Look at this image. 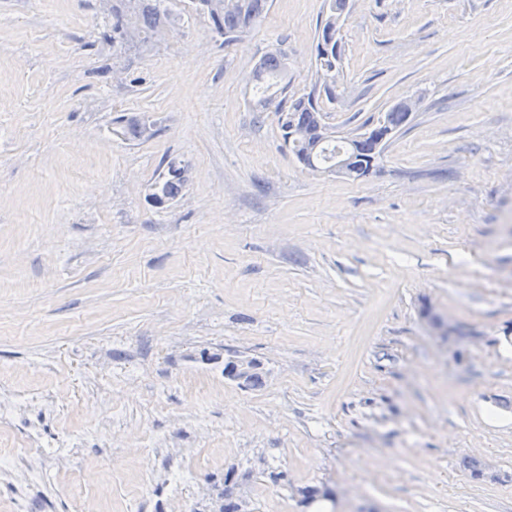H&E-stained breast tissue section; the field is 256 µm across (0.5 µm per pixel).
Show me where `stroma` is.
Wrapping results in <instances>:
<instances>
[{
    "label": "stroma",
    "mask_w": 512,
    "mask_h": 512,
    "mask_svg": "<svg viewBox=\"0 0 512 512\" xmlns=\"http://www.w3.org/2000/svg\"><path fill=\"white\" fill-rule=\"evenodd\" d=\"M324 3L228 47L195 0H0V389L57 398L0 448L79 443L31 512H512V0H349L325 123L421 101L362 181L253 106Z\"/></svg>",
    "instance_id": "stroma-1"
}]
</instances>
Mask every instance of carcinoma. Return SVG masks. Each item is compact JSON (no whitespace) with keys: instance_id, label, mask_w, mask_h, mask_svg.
Masks as SVG:
<instances>
[{"instance_id":"obj_1","label":"carcinoma","mask_w":512,"mask_h":512,"mask_svg":"<svg viewBox=\"0 0 512 512\" xmlns=\"http://www.w3.org/2000/svg\"><path fill=\"white\" fill-rule=\"evenodd\" d=\"M209 11L216 29L224 35V44L230 45L249 34L264 17L268 0H197ZM347 6L346 0H329V13L324 21L316 45V75L323 91L332 95L336 88V71L339 56L336 52V14ZM288 53L276 47L267 52L257 64L254 74L256 88L261 91L257 102L259 111L272 110L278 117V125L300 163L317 170L328 163L337 153L350 149L360 158V168L349 173L354 180H364L371 162L380 159L382 148L375 142L360 139L344 145H334L333 132L323 122V114L315 97H299L286 101L281 95L288 89ZM185 169L170 163L168 178L159 185L160 191L175 197L184 183Z\"/></svg>"}]
</instances>
